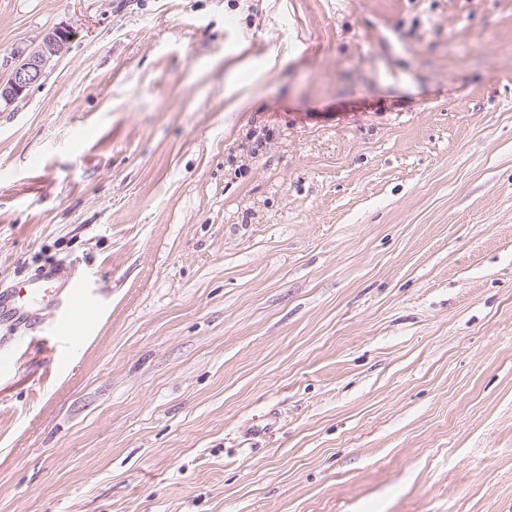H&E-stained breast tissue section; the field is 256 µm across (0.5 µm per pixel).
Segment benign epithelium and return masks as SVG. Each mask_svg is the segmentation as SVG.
Masks as SVG:
<instances>
[{
    "label": "benign epithelium",
    "instance_id": "1",
    "mask_svg": "<svg viewBox=\"0 0 512 512\" xmlns=\"http://www.w3.org/2000/svg\"><path fill=\"white\" fill-rule=\"evenodd\" d=\"M68 42L69 31L66 29L45 34L41 43L27 56L16 59L9 78L0 83V100L10 102L40 83L49 63L64 52Z\"/></svg>",
    "mask_w": 512,
    "mask_h": 512
}]
</instances>
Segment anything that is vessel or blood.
Listing matches in <instances>:
<instances>
[{
    "mask_svg": "<svg viewBox=\"0 0 512 512\" xmlns=\"http://www.w3.org/2000/svg\"><path fill=\"white\" fill-rule=\"evenodd\" d=\"M55 280L54 273L44 272L28 279L22 287L0 289V318L16 325L30 323V308L50 299L54 302L55 313L45 330L46 336L65 344L78 341L96 318L99 300L78 285L67 295H57Z\"/></svg>",
    "mask_w": 512,
    "mask_h": 512,
    "instance_id": "b4317fda",
    "label": "vessel or blood"
}]
</instances>
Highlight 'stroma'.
<instances>
[{
	"label": "stroma",
	"mask_w": 512,
	"mask_h": 512,
	"mask_svg": "<svg viewBox=\"0 0 512 512\" xmlns=\"http://www.w3.org/2000/svg\"><path fill=\"white\" fill-rule=\"evenodd\" d=\"M56 28L0 287L100 311L0 324V512H512V0H0V81ZM55 273H39L28 279L21 288L0 289V318L11 320L13 325L32 326L28 309L49 297L55 313L46 329L39 327L40 336H49L59 343L73 344L85 333L87 326L98 314L99 300L87 288L76 284L66 296H56Z\"/></svg>",
	"instance_id": "1"
}]
</instances>
